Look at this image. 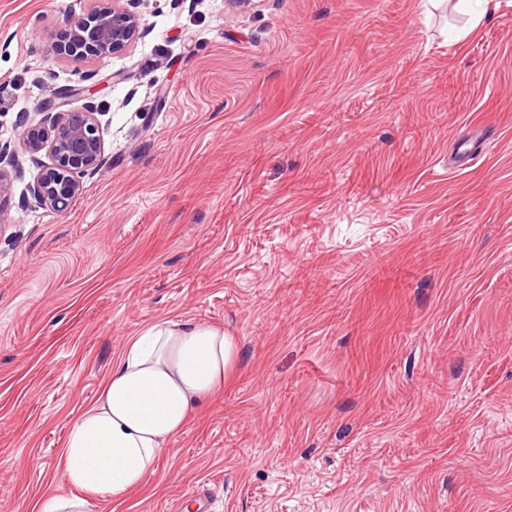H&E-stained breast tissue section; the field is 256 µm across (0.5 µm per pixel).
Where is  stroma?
Returning a JSON list of instances; mask_svg holds the SVG:
<instances>
[{
    "label": "stroma",
    "mask_w": 512,
    "mask_h": 512,
    "mask_svg": "<svg viewBox=\"0 0 512 512\" xmlns=\"http://www.w3.org/2000/svg\"><path fill=\"white\" fill-rule=\"evenodd\" d=\"M457 3L131 0L74 59L92 0H0V141L94 85L105 161L66 213L44 151L0 198V512L71 493V424L167 319L237 361L88 512H512V0ZM130 1H98L110 5L95 6L76 18L70 24L68 43L51 48V52L76 59L123 52L131 45L139 28L137 15L123 3Z\"/></svg>",
    "instance_id": "35a3bbf8"
}]
</instances>
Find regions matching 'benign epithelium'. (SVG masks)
Returning a JSON list of instances; mask_svg holds the SVG:
<instances>
[{
    "mask_svg": "<svg viewBox=\"0 0 512 512\" xmlns=\"http://www.w3.org/2000/svg\"><path fill=\"white\" fill-rule=\"evenodd\" d=\"M70 24L68 43L51 48L57 55L76 59L116 54L126 50L139 28L137 15L125 6V0H108ZM96 88L68 89L53 97L43 121L23 126L18 144L0 142V196L9 190L5 168L20 167L18 152L35 155L43 150L53 158L32 186L36 202L56 212L67 210L70 201L83 189L80 178L85 173L103 170L104 145L97 112L86 105L80 110L68 108L70 98L91 97Z\"/></svg>",
    "mask_w": 512,
    "mask_h": 512,
    "instance_id": "7a95c632",
    "label": "benign epithelium"
}]
</instances>
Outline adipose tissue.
<instances>
[{"instance_id":"1","label":"adipose tissue","mask_w":512,"mask_h":512,"mask_svg":"<svg viewBox=\"0 0 512 512\" xmlns=\"http://www.w3.org/2000/svg\"><path fill=\"white\" fill-rule=\"evenodd\" d=\"M237 352L222 329L164 320L126 344L97 399L73 422L62 450L75 493L41 500L37 512H86L142 485L193 411L224 383Z\"/></svg>"}]
</instances>
